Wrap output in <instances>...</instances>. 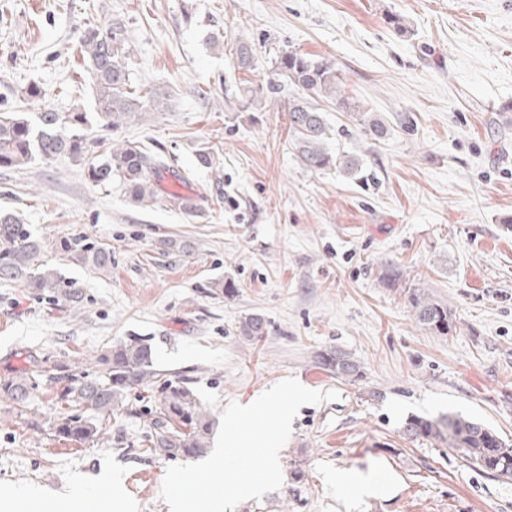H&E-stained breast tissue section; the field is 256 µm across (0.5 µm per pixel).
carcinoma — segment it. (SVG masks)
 Listing matches in <instances>:
<instances>
[{"mask_svg": "<svg viewBox=\"0 0 512 512\" xmlns=\"http://www.w3.org/2000/svg\"><path fill=\"white\" fill-rule=\"evenodd\" d=\"M86 54L88 70L94 83L95 112L80 109L61 117L59 113H38L37 124L17 112H0V167L19 168L39 157L52 159L69 156L85 161V174L95 185L110 186L117 181L125 196L144 206L158 197V181L164 171H171L181 182L185 177L170 169L162 150L152 151L132 141L115 142L106 151L95 154V140L83 134L94 125L101 131L140 121L150 112L168 108V95L152 88L140 95L132 88L128 59L130 45L125 26L112 23L89 26L78 40ZM232 51L236 67L249 70L255 61L252 44L241 37L234 39ZM275 74L282 82L269 86L242 88L244 105L260 103L267 95L282 92L289 86L293 92L282 100L288 112V134L301 165L310 171L334 167L346 177L359 179L364 166L358 155L333 154L326 141L330 128L322 104L348 112L358 122L361 134L370 140L386 136L388 127L375 112H367L352 98L341 92L342 79L334 63L293 50H282L274 57ZM167 205L183 214L197 212L195 202L179 193L165 196ZM57 249L66 257L105 272L112 268V250L82 238H65ZM21 281L37 294L51 293L79 304L76 285L62 278L58 270L43 259L42 246L32 235L22 214L0 209V280ZM409 301L416 323L424 329L446 335L453 329L448 306L423 289L410 292ZM267 323L259 314L239 322L240 335L254 340L265 334ZM98 375L69 369L62 375H46L38 370L22 372L0 380V399L17 405L45 385L66 383L63 396L90 408L97 418L73 415L55 426L62 439L81 444L95 442L105 435L98 417L110 415L125 407L128 392L156 376L154 353L149 340L129 336L112 343L97 358ZM323 369L352 381L363 378L362 366L351 355L340 350L319 354ZM147 431L150 451L167 457H202L209 451L211 420L203 411L191 387L183 381L168 382L162 388ZM405 435L411 439H439L448 444L470 465L502 479H512V443L493 429L461 414L439 418L415 416L406 422Z\"/></svg>", "mask_w": 512, "mask_h": 512, "instance_id": "obj_1", "label": "carcinoma"}]
</instances>
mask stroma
<instances>
[{"mask_svg": "<svg viewBox=\"0 0 512 512\" xmlns=\"http://www.w3.org/2000/svg\"><path fill=\"white\" fill-rule=\"evenodd\" d=\"M88 22L126 25L133 86L169 95L166 111L105 140L164 150L199 210L134 205L66 156L1 167L0 207L22 213L81 301L0 280V379L32 365L94 375L113 341L143 336L159 380L129 392L136 407L178 376L215 418L289 377L337 392L293 420L281 489L235 512H512V480L403 432L411 417L460 413L512 440V0H0V112L93 111L76 47ZM241 33L257 58L249 71L229 52ZM215 35L223 49L209 45ZM282 48L333 61L346 95L386 121L372 141L349 113L327 114L331 149L361 154L368 180L304 169L283 108L236 98L237 84L274 81ZM30 83L41 101L23 97ZM202 148L214 169L197 168ZM74 236L110 248L111 269L61 255ZM165 238L177 249L162 250ZM387 268L400 287L382 286ZM218 279L235 294L212 289ZM411 288L447 305L453 332L416 323ZM251 314L268 322L256 343L238 329ZM330 348L363 378L321 369ZM75 414L91 411L52 392L0 400V512H13L19 488L85 512L83 494L108 483L128 512H170L160 491L172 460L150 452L144 419L115 415L104 438L79 444L53 429Z\"/></svg>", "mask_w": 512, "mask_h": 512, "instance_id": "35a3bbf8", "label": "stroma"}]
</instances>
